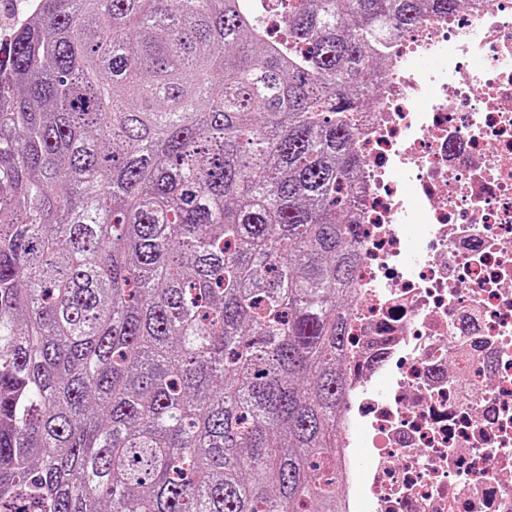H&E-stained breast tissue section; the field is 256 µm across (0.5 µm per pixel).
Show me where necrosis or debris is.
I'll return each instance as SVG.
<instances>
[{
  "mask_svg": "<svg viewBox=\"0 0 512 512\" xmlns=\"http://www.w3.org/2000/svg\"><path fill=\"white\" fill-rule=\"evenodd\" d=\"M391 54L354 115L345 509L512 512V0L427 9Z\"/></svg>",
  "mask_w": 512,
  "mask_h": 512,
  "instance_id": "4bbe7bcc",
  "label": "necrosis or debris"
}]
</instances>
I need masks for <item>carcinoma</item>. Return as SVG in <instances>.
<instances>
[{
    "label": "carcinoma",
    "instance_id": "1",
    "mask_svg": "<svg viewBox=\"0 0 512 512\" xmlns=\"http://www.w3.org/2000/svg\"><path fill=\"white\" fill-rule=\"evenodd\" d=\"M460 0H33L0 38V512H339L352 115Z\"/></svg>",
    "mask_w": 512,
    "mask_h": 512
}]
</instances>
